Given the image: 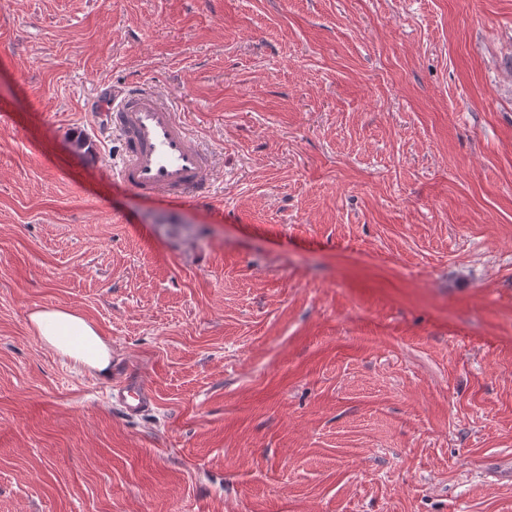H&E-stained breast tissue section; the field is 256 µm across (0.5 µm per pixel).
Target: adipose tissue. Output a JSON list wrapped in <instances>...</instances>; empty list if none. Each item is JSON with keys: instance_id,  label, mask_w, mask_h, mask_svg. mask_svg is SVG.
<instances>
[{"instance_id": "obj_1", "label": "adipose tissue", "mask_w": 512, "mask_h": 512, "mask_svg": "<svg viewBox=\"0 0 512 512\" xmlns=\"http://www.w3.org/2000/svg\"><path fill=\"white\" fill-rule=\"evenodd\" d=\"M38 339L74 362L103 375L112 372V351L96 328L82 315L66 307L40 308L30 315Z\"/></svg>"}]
</instances>
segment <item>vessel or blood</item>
Segmentation results:
<instances>
[{
  "mask_svg": "<svg viewBox=\"0 0 512 512\" xmlns=\"http://www.w3.org/2000/svg\"><path fill=\"white\" fill-rule=\"evenodd\" d=\"M104 116L124 144L115 170L122 184L153 198L189 202L210 198L213 158L199 147L177 112L158 94L144 89L113 92ZM114 395L128 415L143 414L153 404L152 392L139 379L116 386Z\"/></svg>",
  "mask_w": 512,
  "mask_h": 512,
  "instance_id": "b4317fda",
  "label": "vessel or blood"
}]
</instances>
